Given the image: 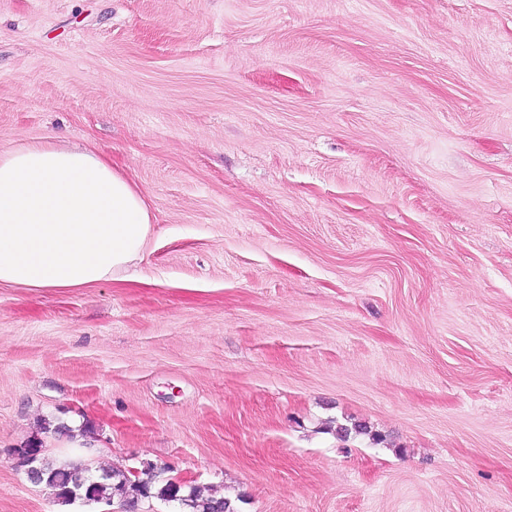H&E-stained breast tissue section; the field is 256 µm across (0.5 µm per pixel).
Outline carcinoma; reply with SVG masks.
I'll use <instances>...</instances> for the list:
<instances>
[{
    "label": "carcinoma",
    "instance_id": "1",
    "mask_svg": "<svg viewBox=\"0 0 512 512\" xmlns=\"http://www.w3.org/2000/svg\"><path fill=\"white\" fill-rule=\"evenodd\" d=\"M32 453L39 482H44L55 490V498L61 505H70L84 497L109 502L112 489L117 488L126 494L123 504L126 512H136L139 502L150 497L164 502H177L188 507L190 512H234L227 499L206 494L197 486L185 488L171 482L159 485L149 470L142 471L139 476L122 470L96 474L91 467L82 463L54 465L44 459L41 448L37 446L32 447ZM78 474L84 476V483L81 485L74 481Z\"/></svg>",
    "mask_w": 512,
    "mask_h": 512
}]
</instances>
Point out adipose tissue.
<instances>
[{
  "mask_svg": "<svg viewBox=\"0 0 512 512\" xmlns=\"http://www.w3.org/2000/svg\"><path fill=\"white\" fill-rule=\"evenodd\" d=\"M150 224L139 187L94 152L32 143L0 153V284L121 279L145 251Z\"/></svg>",
  "mask_w": 512,
  "mask_h": 512,
  "instance_id": "ef3b65f1",
  "label": "adipose tissue"
}]
</instances>
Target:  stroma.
Returning a JSON list of instances; mask_svg holds the SVG:
<instances>
[{
	"mask_svg": "<svg viewBox=\"0 0 512 512\" xmlns=\"http://www.w3.org/2000/svg\"><path fill=\"white\" fill-rule=\"evenodd\" d=\"M39 142L151 241L0 287V512H98L33 440L234 512H512V0H0V152Z\"/></svg>",
	"mask_w": 512,
	"mask_h": 512,
	"instance_id": "35a3bbf8",
	"label": "stroma"
}]
</instances>
